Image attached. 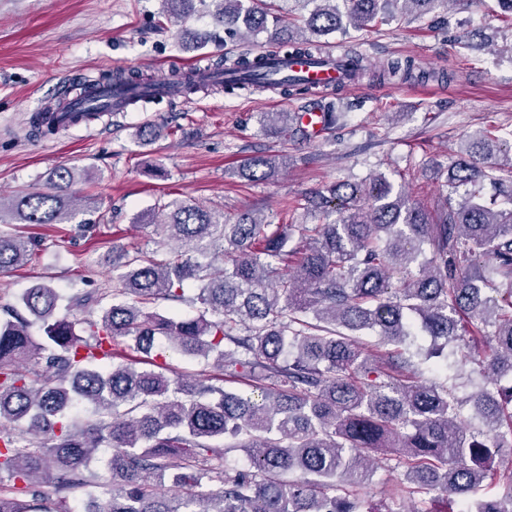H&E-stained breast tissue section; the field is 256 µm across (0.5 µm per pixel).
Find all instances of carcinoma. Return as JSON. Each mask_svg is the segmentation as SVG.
<instances>
[{
	"instance_id": "1",
	"label": "carcinoma",
	"mask_w": 512,
	"mask_h": 512,
	"mask_svg": "<svg viewBox=\"0 0 512 512\" xmlns=\"http://www.w3.org/2000/svg\"><path fill=\"white\" fill-rule=\"evenodd\" d=\"M216 4L224 39L245 43L274 28L275 54L315 61L320 36L397 16L422 15L450 0H309L305 27L291 30L265 0ZM184 17L193 0H161ZM358 81H422L434 73L411 59L373 69L344 56ZM260 57L241 54L224 69L242 74L230 93L252 86L316 95L300 78L271 81ZM123 72L96 80L129 87ZM259 122L280 134L299 126L287 112ZM33 127L56 130L48 111ZM512 163L481 132L452 165L438 168L441 215L434 219L382 174L338 181L308 200L336 218L326 224H267L249 212L172 201L152 218L155 250L112 253V287L71 297L35 284L0 318V512H72L64 491L99 489L85 512H395L364 507L358 491L383 456L401 470L398 494L443 492L444 512H512V185L496 177ZM282 161L256 156L236 174L275 176ZM496 193L484 199L485 182ZM76 170L57 165L43 187L0 198L18 224L72 217ZM34 238L0 230V271L27 263ZM492 259L484 270L477 254ZM183 305L192 314H161ZM96 307L80 318L61 308ZM373 332L377 340L363 337ZM431 338L424 345L420 337ZM164 338L210 371L170 375L159 362ZM488 349L464 416L455 371L460 347ZM142 354L139 359L129 352ZM246 381L260 399L226 389ZM94 409L78 422L74 402ZM108 450L105 472L93 468ZM240 452L249 467L226 465ZM297 470L285 482L281 475ZM501 492L482 494L486 479ZM54 483L56 497L33 490Z\"/></svg>"
}]
</instances>
